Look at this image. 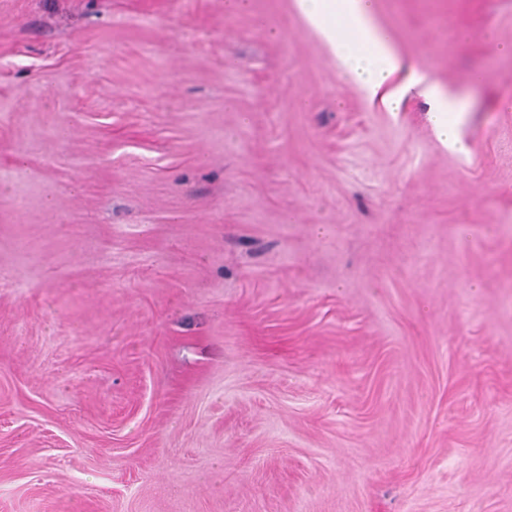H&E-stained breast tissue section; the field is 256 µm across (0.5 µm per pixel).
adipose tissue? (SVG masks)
<instances>
[{"label": "adipose tissue", "instance_id": "ef3b65f1", "mask_svg": "<svg viewBox=\"0 0 512 512\" xmlns=\"http://www.w3.org/2000/svg\"><path fill=\"white\" fill-rule=\"evenodd\" d=\"M297 6L346 73L363 86L372 105L391 109L410 91L421 89L445 141L458 144L451 119L457 99L394 53L372 21L371 0H297Z\"/></svg>", "mask_w": 512, "mask_h": 512}]
</instances>
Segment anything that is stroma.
I'll return each mask as SVG.
<instances>
[{
	"mask_svg": "<svg viewBox=\"0 0 512 512\" xmlns=\"http://www.w3.org/2000/svg\"><path fill=\"white\" fill-rule=\"evenodd\" d=\"M0 0V512H512V0ZM309 26L336 57L346 73L361 84L370 103L391 109L418 87L430 104V116L445 141L463 148L451 115L459 103L392 50L372 21L370 0H296Z\"/></svg>",
	"mask_w": 512,
	"mask_h": 512,
	"instance_id": "stroma-1",
	"label": "stroma"
}]
</instances>
